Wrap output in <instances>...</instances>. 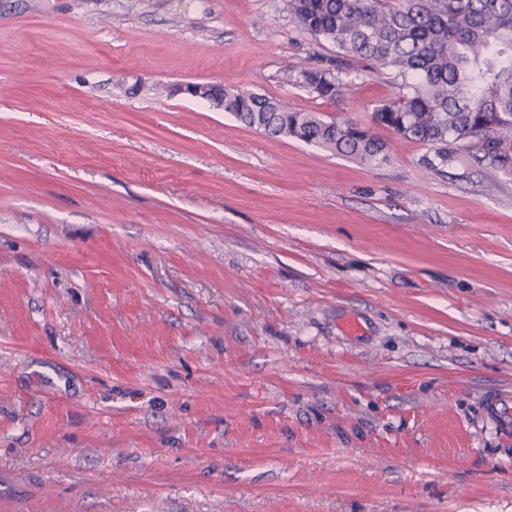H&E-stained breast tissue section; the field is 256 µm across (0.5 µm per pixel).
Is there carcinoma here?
I'll return each instance as SVG.
<instances>
[{
	"label": "carcinoma",
	"mask_w": 512,
	"mask_h": 512,
	"mask_svg": "<svg viewBox=\"0 0 512 512\" xmlns=\"http://www.w3.org/2000/svg\"><path fill=\"white\" fill-rule=\"evenodd\" d=\"M301 30L356 62L393 70L407 92L376 105L372 125L326 122L264 95L224 89V111L273 137L317 144L362 163L387 160L379 126L437 148L448 140L495 156L512 135V0H287ZM325 99L346 86L339 74L301 72Z\"/></svg>",
	"instance_id": "obj_1"
}]
</instances>
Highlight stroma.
I'll return each mask as SVG.
<instances>
[{
	"mask_svg": "<svg viewBox=\"0 0 512 512\" xmlns=\"http://www.w3.org/2000/svg\"><path fill=\"white\" fill-rule=\"evenodd\" d=\"M190 82L404 91L285 0H0V512H512V137L368 165ZM301 78L304 84L325 99L336 97L346 86L339 72L334 74L323 70H304Z\"/></svg>",
	"mask_w": 512,
	"mask_h": 512,
	"instance_id": "stroma-1",
	"label": "stroma"
}]
</instances>
